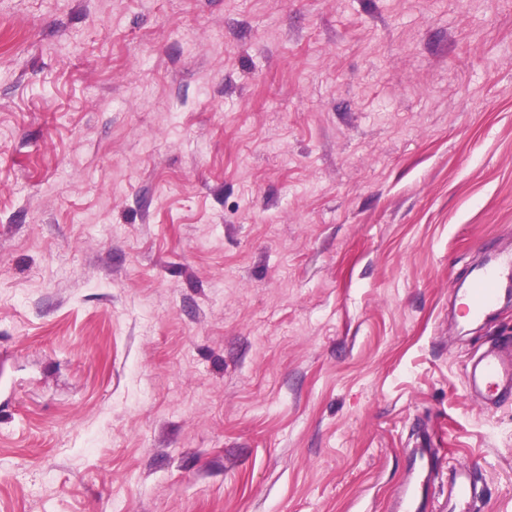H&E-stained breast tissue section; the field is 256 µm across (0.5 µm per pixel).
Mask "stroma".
Here are the masks:
<instances>
[{
    "label": "stroma",
    "instance_id": "1",
    "mask_svg": "<svg viewBox=\"0 0 512 512\" xmlns=\"http://www.w3.org/2000/svg\"><path fill=\"white\" fill-rule=\"evenodd\" d=\"M512 0H0V512H512ZM511 277L512 253L501 256L494 264L476 270L472 288L468 291L469 310L472 315L480 317L495 308L501 282ZM467 385L492 403L503 402L512 394V357L508 347H490L473 358L468 367ZM410 473L393 502L394 512H429L431 494V448H415ZM454 491L448 496V512H469L474 504V478L468 468H455L452 472Z\"/></svg>",
    "mask_w": 512,
    "mask_h": 512
}]
</instances>
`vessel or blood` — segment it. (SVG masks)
<instances>
[{
  "mask_svg": "<svg viewBox=\"0 0 512 512\" xmlns=\"http://www.w3.org/2000/svg\"><path fill=\"white\" fill-rule=\"evenodd\" d=\"M512 277V253L494 264L479 268L468 291L469 310L480 317L495 308L499 287ZM470 391L497 403L512 396V352L506 346L490 347L473 358L468 367ZM410 473L393 502V512H428L431 494L432 455L430 449L417 448L411 453ZM454 491L448 497V512H470L474 503L473 473L467 468L452 472Z\"/></svg>",
  "mask_w": 512,
  "mask_h": 512,
  "instance_id": "b4317fda",
  "label": "vessel or blood"
}]
</instances>
